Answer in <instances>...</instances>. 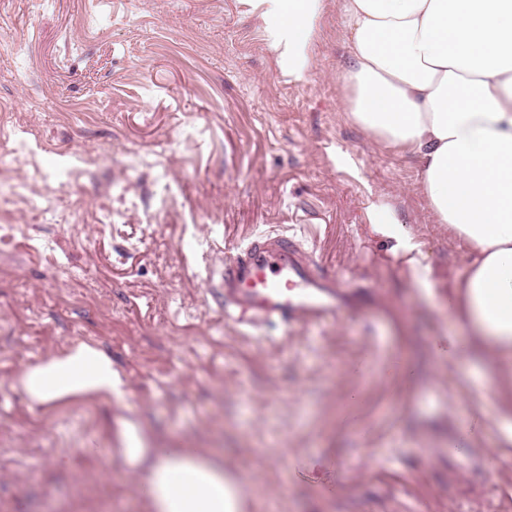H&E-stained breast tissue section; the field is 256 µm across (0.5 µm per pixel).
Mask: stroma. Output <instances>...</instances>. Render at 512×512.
Instances as JSON below:
<instances>
[{"label": "stroma", "mask_w": 512, "mask_h": 512, "mask_svg": "<svg viewBox=\"0 0 512 512\" xmlns=\"http://www.w3.org/2000/svg\"><path fill=\"white\" fill-rule=\"evenodd\" d=\"M346 57L340 0L302 85L238 0H0V512H145L113 415L155 448L220 449L246 512H512V446H450L512 400V358L483 391L461 351L436 352L469 248L426 208L417 160L348 121ZM267 231L302 237L349 303L258 339L224 319L205 250ZM74 339L126 398L31 408L11 378Z\"/></svg>", "instance_id": "obj_1"}]
</instances>
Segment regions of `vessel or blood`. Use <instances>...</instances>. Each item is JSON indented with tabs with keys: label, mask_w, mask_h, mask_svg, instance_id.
Segmentation results:
<instances>
[{
	"label": "vessel or blood",
	"mask_w": 512,
	"mask_h": 512,
	"mask_svg": "<svg viewBox=\"0 0 512 512\" xmlns=\"http://www.w3.org/2000/svg\"><path fill=\"white\" fill-rule=\"evenodd\" d=\"M205 282L225 317L253 328L323 317L340 299L335 279L317 274L302 240L285 233L254 235L210 266Z\"/></svg>",
	"instance_id": "vessel-or-blood-1"
}]
</instances>
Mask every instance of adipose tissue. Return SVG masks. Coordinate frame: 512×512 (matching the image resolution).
I'll use <instances>...</instances> for the list:
<instances>
[{
    "instance_id": "1",
    "label": "adipose tissue",
    "mask_w": 512,
    "mask_h": 512,
    "mask_svg": "<svg viewBox=\"0 0 512 512\" xmlns=\"http://www.w3.org/2000/svg\"><path fill=\"white\" fill-rule=\"evenodd\" d=\"M239 2L289 79L308 81L324 0ZM341 10L347 118L418 158L436 223L469 246L448 309L476 382L492 389L485 350L512 356V0H342ZM12 385L47 412L126 393L111 357L87 340L24 366ZM114 425L119 455L146 473L145 512H244L242 483L219 453L154 448L139 426Z\"/></svg>"
}]
</instances>
